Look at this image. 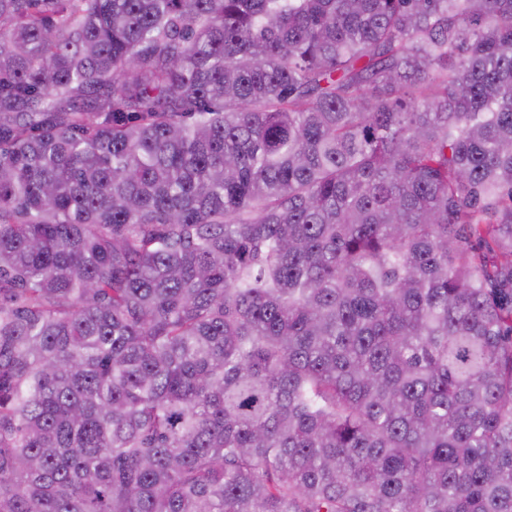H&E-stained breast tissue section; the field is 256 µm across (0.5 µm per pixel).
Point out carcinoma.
<instances>
[{
	"label": "carcinoma",
	"mask_w": 512,
	"mask_h": 512,
	"mask_svg": "<svg viewBox=\"0 0 512 512\" xmlns=\"http://www.w3.org/2000/svg\"><path fill=\"white\" fill-rule=\"evenodd\" d=\"M0 512H512V0H0Z\"/></svg>",
	"instance_id": "carcinoma-1"
}]
</instances>
